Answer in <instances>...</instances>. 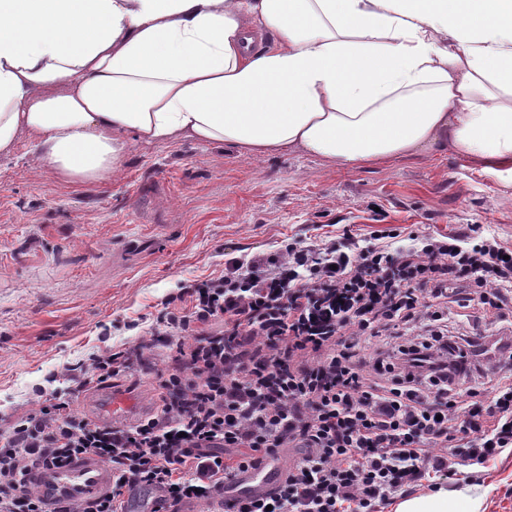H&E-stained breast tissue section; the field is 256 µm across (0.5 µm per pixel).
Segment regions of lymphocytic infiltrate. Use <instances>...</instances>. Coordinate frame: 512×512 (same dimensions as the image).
<instances>
[{"label": "lymphocytic infiltrate", "instance_id": "f902f5d3", "mask_svg": "<svg viewBox=\"0 0 512 512\" xmlns=\"http://www.w3.org/2000/svg\"><path fill=\"white\" fill-rule=\"evenodd\" d=\"M479 230L391 227L363 246L346 227L182 284L131 344L63 368V389L34 388L35 409L0 433V512H52L26 475L81 456L111 467L112 489L53 512H124L133 484L171 512L205 508L235 470L285 448L300 454L281 485L238 512H375L485 465L512 447V330L478 344L448 328L460 298L512 316V248ZM150 373L155 409L132 425L76 413L90 387Z\"/></svg>", "mask_w": 512, "mask_h": 512}]
</instances>
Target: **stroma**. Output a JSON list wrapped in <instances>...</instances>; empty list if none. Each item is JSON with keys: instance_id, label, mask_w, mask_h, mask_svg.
I'll list each match as a JSON object with an SVG mask.
<instances>
[{"instance_id": "stroma-1", "label": "stroma", "mask_w": 512, "mask_h": 512, "mask_svg": "<svg viewBox=\"0 0 512 512\" xmlns=\"http://www.w3.org/2000/svg\"><path fill=\"white\" fill-rule=\"evenodd\" d=\"M346 224L366 239L479 224L512 246V186L447 149L347 170L300 151L254 157L192 140L130 142L112 179L78 184L40 168L34 139L20 135L0 157V431L53 372L122 349L177 284L221 274L225 249L251 256ZM155 385L151 374L96 386L75 408L151 399ZM479 472L478 512H512V448Z\"/></svg>"}]
</instances>
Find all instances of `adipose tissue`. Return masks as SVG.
Here are the masks:
<instances>
[{"label": "adipose tissue", "instance_id": "ef3b65f1", "mask_svg": "<svg viewBox=\"0 0 512 512\" xmlns=\"http://www.w3.org/2000/svg\"><path fill=\"white\" fill-rule=\"evenodd\" d=\"M23 132L75 183L110 180L132 137L339 168L448 149L512 184V0H0V156Z\"/></svg>", "mask_w": 512, "mask_h": 512}]
</instances>
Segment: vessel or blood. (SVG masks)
I'll list each match as a JSON object with an SVG mask.
<instances>
[{
    "label": "vessel or blood",
    "mask_w": 512,
    "mask_h": 512,
    "mask_svg": "<svg viewBox=\"0 0 512 512\" xmlns=\"http://www.w3.org/2000/svg\"><path fill=\"white\" fill-rule=\"evenodd\" d=\"M284 478L285 469L278 462L236 470L231 479L232 491L216 496L211 510L235 512L239 499L265 497ZM27 482L49 505L63 501L77 503L107 492L112 486V470L95 459L81 457L63 468L34 470L28 474Z\"/></svg>",
    "instance_id": "b4317fda"
}]
</instances>
